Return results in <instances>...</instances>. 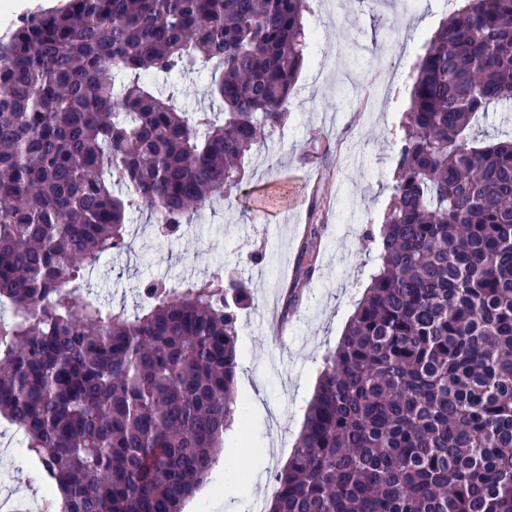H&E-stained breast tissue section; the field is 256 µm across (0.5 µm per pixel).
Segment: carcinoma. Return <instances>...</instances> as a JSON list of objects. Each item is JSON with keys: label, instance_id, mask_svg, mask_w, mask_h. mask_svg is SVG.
<instances>
[{"label": "carcinoma", "instance_id": "obj_1", "mask_svg": "<svg viewBox=\"0 0 512 512\" xmlns=\"http://www.w3.org/2000/svg\"><path fill=\"white\" fill-rule=\"evenodd\" d=\"M308 0H70L0 38V416L62 512H182L242 422L243 279L150 282L136 312L77 280L237 185L288 118ZM218 76L188 113L152 78ZM512 0L423 47L371 282L324 356L268 512H512ZM322 226L300 245L315 271ZM482 128L489 131L490 134L507 132L512 129V103L498 107L488 113L484 120Z\"/></svg>", "mask_w": 512, "mask_h": 512}]
</instances>
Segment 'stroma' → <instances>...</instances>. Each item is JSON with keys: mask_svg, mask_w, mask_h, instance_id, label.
<instances>
[{"mask_svg": "<svg viewBox=\"0 0 512 512\" xmlns=\"http://www.w3.org/2000/svg\"><path fill=\"white\" fill-rule=\"evenodd\" d=\"M460 0H308L310 50L288 119L257 147L224 197L194 213L182 230L158 237L155 218L132 216V246L80 280L101 305L133 309L154 280L176 288L214 274L241 277L253 300L239 311L237 393L245 423L227 431L207 483L184 512H255L300 433L322 356L344 333L369 283L372 244L390 201L394 148L408 109L412 68ZM297 224L265 223L284 207ZM324 225L313 275L298 259L309 225ZM287 310V336L267 338L266 308ZM13 425L0 418V500L43 501L40 463L10 448Z\"/></svg>", "mask_w": 512, "mask_h": 512, "instance_id": "obj_1", "label": "stroma"}]
</instances>
